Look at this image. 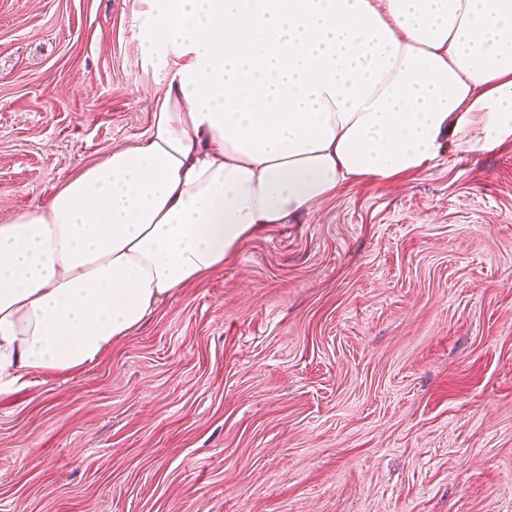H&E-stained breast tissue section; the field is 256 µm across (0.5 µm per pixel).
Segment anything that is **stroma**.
Instances as JSON below:
<instances>
[{"label": "stroma", "mask_w": 512, "mask_h": 512, "mask_svg": "<svg viewBox=\"0 0 512 512\" xmlns=\"http://www.w3.org/2000/svg\"><path fill=\"white\" fill-rule=\"evenodd\" d=\"M133 0H0V224L146 134ZM0 512H512V144L340 189L0 395Z\"/></svg>", "instance_id": "1"}]
</instances>
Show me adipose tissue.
<instances>
[{
	"mask_svg": "<svg viewBox=\"0 0 512 512\" xmlns=\"http://www.w3.org/2000/svg\"><path fill=\"white\" fill-rule=\"evenodd\" d=\"M147 134L0 224V394L96 363L340 187L512 143V0H135Z\"/></svg>",
	"mask_w": 512,
	"mask_h": 512,
	"instance_id": "obj_1",
	"label": "adipose tissue"
}]
</instances>
